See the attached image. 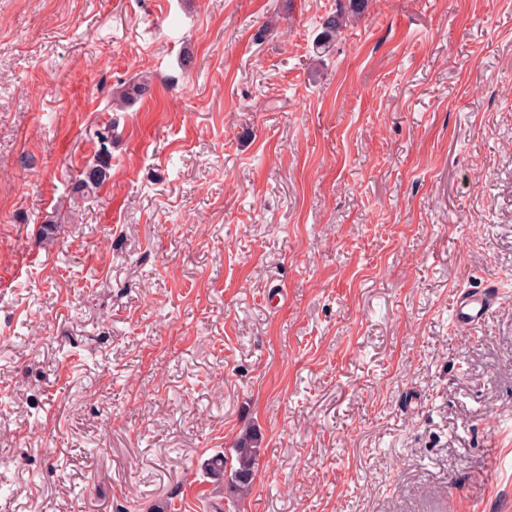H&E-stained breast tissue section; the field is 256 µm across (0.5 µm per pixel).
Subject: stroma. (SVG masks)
Listing matches in <instances>:
<instances>
[{
    "label": "stroma",
    "instance_id": "1",
    "mask_svg": "<svg viewBox=\"0 0 512 512\" xmlns=\"http://www.w3.org/2000/svg\"><path fill=\"white\" fill-rule=\"evenodd\" d=\"M337 7L0 0V512H512V0ZM368 0H348V8L337 9L336 14L329 15L322 23V32L318 35L317 48L328 52L337 38L346 28L350 18H359L366 10ZM108 139V136L102 137V159L99 162V166H96L92 170L86 173L85 178L81 179L77 185L76 192L81 193L83 197L85 194L93 192L105 179L106 169L108 167V159H107V147L105 146V140ZM503 290L494 280L485 281L481 286L461 290L453 301V322L463 331L480 325L492 308L499 302ZM261 434L255 427L247 428L238 437L234 445V464L227 471L224 456L217 455L207 460L206 469L211 478L222 482L224 495L230 500L245 498L254 480Z\"/></svg>",
    "mask_w": 512,
    "mask_h": 512
}]
</instances>
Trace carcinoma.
Wrapping results in <instances>:
<instances>
[{"label": "carcinoma", "instance_id": "carcinoma-1", "mask_svg": "<svg viewBox=\"0 0 512 512\" xmlns=\"http://www.w3.org/2000/svg\"><path fill=\"white\" fill-rule=\"evenodd\" d=\"M368 0H348V6L337 9L336 13L328 16L322 23V32L318 35L317 48L324 52L336 43L337 38L346 28L352 18L360 17L366 10ZM147 90L145 82L133 81L116 87L112 99L126 103ZM108 167L107 147H102V159L99 166L86 173L80 180L76 192L83 195L93 192L105 179ZM261 434L255 427L243 431L234 445V464L227 465L224 456L217 455L207 460L206 469L211 478L222 482L224 495L227 499L238 500L246 497L254 480Z\"/></svg>", "mask_w": 512, "mask_h": 512}]
</instances>
